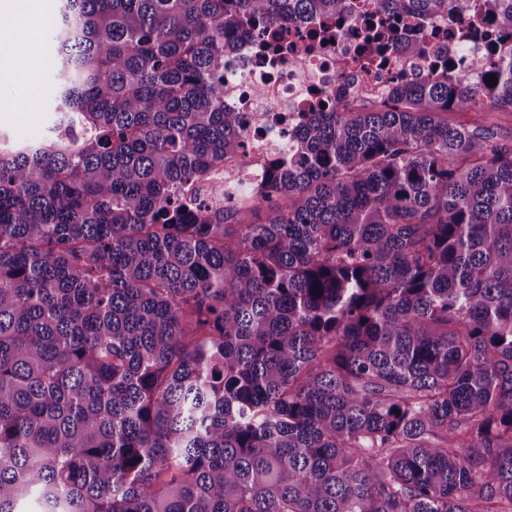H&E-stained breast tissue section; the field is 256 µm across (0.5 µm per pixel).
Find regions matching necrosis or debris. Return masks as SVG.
I'll return each instance as SVG.
<instances>
[{
    "label": "necrosis or debris",
    "instance_id": "4bbe7bcc",
    "mask_svg": "<svg viewBox=\"0 0 512 512\" xmlns=\"http://www.w3.org/2000/svg\"><path fill=\"white\" fill-rule=\"evenodd\" d=\"M364 24V17H356L352 32L325 47L311 46L304 32L291 31L288 52L274 65L258 53L255 39H243L225 74L224 103L247 115L245 151L225 160L207 182L186 187L184 196L211 205L222 201L221 186L239 175H247L253 182L262 180L270 160L286 154L287 130L300 113L311 111L318 101L374 103L389 95L396 78L427 74L429 58L410 56L398 46L391 50L386 66L362 60L354 32ZM421 33L432 52L453 57L470 75H479L487 61L484 44L449 35L442 22L425 25Z\"/></svg>",
    "mask_w": 512,
    "mask_h": 512
}]
</instances>
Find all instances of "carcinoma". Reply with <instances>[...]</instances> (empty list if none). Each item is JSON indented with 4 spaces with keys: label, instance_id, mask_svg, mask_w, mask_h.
I'll return each mask as SVG.
<instances>
[{
    "label": "carcinoma",
    "instance_id": "1",
    "mask_svg": "<svg viewBox=\"0 0 512 512\" xmlns=\"http://www.w3.org/2000/svg\"><path fill=\"white\" fill-rule=\"evenodd\" d=\"M489 43L303 112L259 185L244 36L323 43L357 0H61L48 134L0 140V512H512V0H372ZM497 79L492 87L487 76ZM449 122H469L473 127L491 126L498 136L512 142V112L508 110H472L470 112H450Z\"/></svg>",
    "mask_w": 512,
    "mask_h": 512
}]
</instances>
